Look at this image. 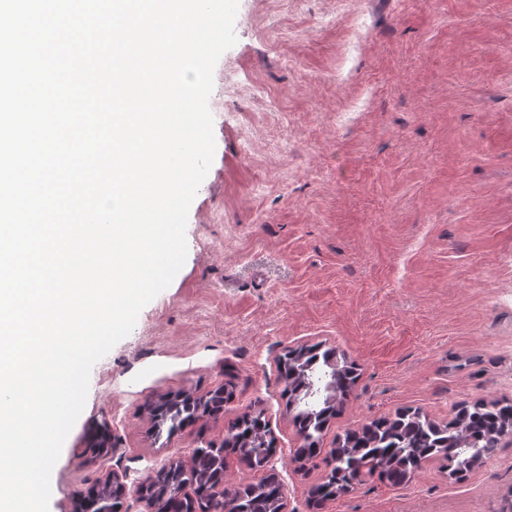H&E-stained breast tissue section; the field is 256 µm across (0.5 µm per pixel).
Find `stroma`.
Returning <instances> with one entry per match:
<instances>
[{
    "label": "stroma",
    "instance_id": "1",
    "mask_svg": "<svg viewBox=\"0 0 512 512\" xmlns=\"http://www.w3.org/2000/svg\"><path fill=\"white\" fill-rule=\"evenodd\" d=\"M234 31L185 263L94 365L49 512L112 470L136 488L254 412L288 512H512L507 436L463 478L429 460L312 509L326 469L294 459L279 372L314 344L356 364L325 449L399 411L445 424L512 399V0H239ZM219 388L223 411L187 429L149 411Z\"/></svg>",
    "mask_w": 512,
    "mask_h": 512
}]
</instances>
